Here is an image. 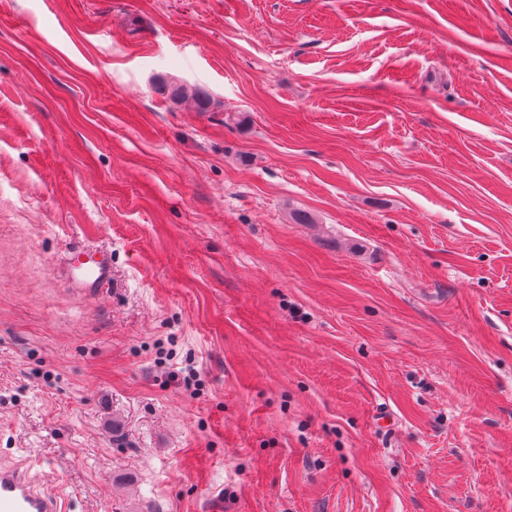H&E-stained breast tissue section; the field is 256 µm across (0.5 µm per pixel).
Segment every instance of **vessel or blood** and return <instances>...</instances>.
I'll return each mask as SVG.
<instances>
[{
	"label": "vessel or blood",
	"mask_w": 512,
	"mask_h": 512,
	"mask_svg": "<svg viewBox=\"0 0 512 512\" xmlns=\"http://www.w3.org/2000/svg\"><path fill=\"white\" fill-rule=\"evenodd\" d=\"M62 270L81 292L93 296L110 283L112 260L105 252L80 246L64 254ZM0 512H68V502L29 466L0 457Z\"/></svg>",
	"instance_id": "obj_1"
}]
</instances>
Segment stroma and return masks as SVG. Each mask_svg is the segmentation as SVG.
I'll use <instances>...</instances> for the list:
<instances>
[{
  "label": "stroma",
  "instance_id": "stroma-1",
  "mask_svg": "<svg viewBox=\"0 0 512 512\" xmlns=\"http://www.w3.org/2000/svg\"><path fill=\"white\" fill-rule=\"evenodd\" d=\"M1 454L71 512H512V0H0ZM62 270L85 295L94 296L112 280L111 256L80 246L63 256Z\"/></svg>",
  "mask_w": 512,
  "mask_h": 512
}]
</instances>
